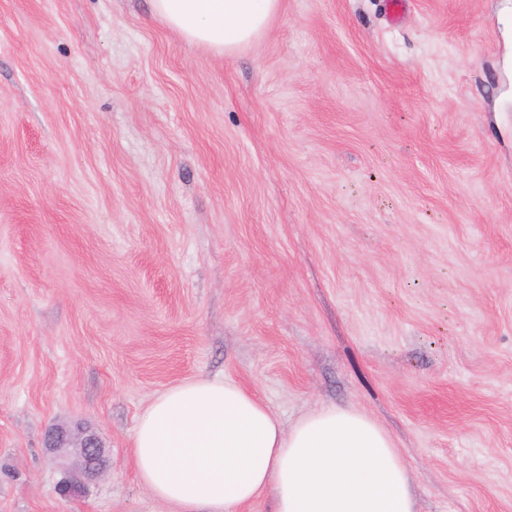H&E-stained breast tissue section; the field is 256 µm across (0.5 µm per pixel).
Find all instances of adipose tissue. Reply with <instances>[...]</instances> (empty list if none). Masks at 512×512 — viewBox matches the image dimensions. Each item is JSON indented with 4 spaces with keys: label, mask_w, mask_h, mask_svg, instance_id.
Instances as JSON below:
<instances>
[{
    "label": "adipose tissue",
    "mask_w": 512,
    "mask_h": 512,
    "mask_svg": "<svg viewBox=\"0 0 512 512\" xmlns=\"http://www.w3.org/2000/svg\"><path fill=\"white\" fill-rule=\"evenodd\" d=\"M185 40L228 56L265 33L281 0H149ZM139 480L176 512H234L265 495L273 512H415L411 478L372 418L322 406L283 428L249 388L194 378L153 400L132 436Z\"/></svg>",
    "instance_id": "1"
}]
</instances>
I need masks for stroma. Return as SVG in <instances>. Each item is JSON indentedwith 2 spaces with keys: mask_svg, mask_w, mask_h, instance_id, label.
<instances>
[{
  "mask_svg": "<svg viewBox=\"0 0 512 512\" xmlns=\"http://www.w3.org/2000/svg\"><path fill=\"white\" fill-rule=\"evenodd\" d=\"M198 376L368 415L416 512H512V0H282L224 57L0 0V512H172L132 434ZM76 422L109 467L63 499Z\"/></svg>",
  "mask_w": 512,
  "mask_h": 512,
  "instance_id": "obj_1",
  "label": "stroma"
}]
</instances>
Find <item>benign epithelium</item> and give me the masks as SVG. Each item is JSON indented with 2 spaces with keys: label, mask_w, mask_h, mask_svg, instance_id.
Masks as SVG:
<instances>
[{
  "label": "benign epithelium",
  "mask_w": 512,
  "mask_h": 512,
  "mask_svg": "<svg viewBox=\"0 0 512 512\" xmlns=\"http://www.w3.org/2000/svg\"><path fill=\"white\" fill-rule=\"evenodd\" d=\"M46 448L71 460L58 486L59 494L65 498L105 473L107 459L104 445L95 434L79 425L73 429L51 427L47 433Z\"/></svg>",
  "instance_id": "7a95c632"
}]
</instances>
